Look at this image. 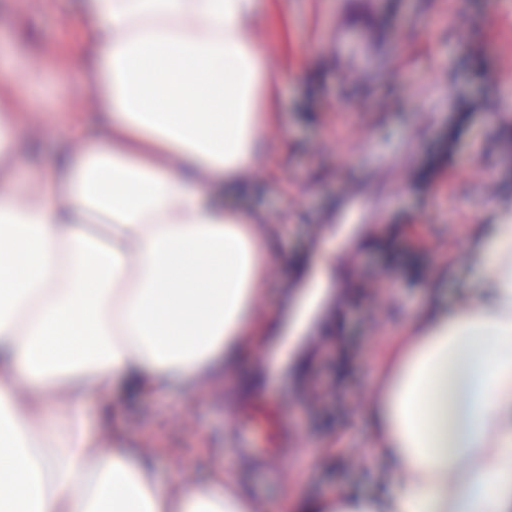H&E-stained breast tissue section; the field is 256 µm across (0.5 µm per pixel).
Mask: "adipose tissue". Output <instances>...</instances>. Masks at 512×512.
Wrapping results in <instances>:
<instances>
[{
	"mask_svg": "<svg viewBox=\"0 0 512 512\" xmlns=\"http://www.w3.org/2000/svg\"><path fill=\"white\" fill-rule=\"evenodd\" d=\"M265 0H79L81 76L53 83L63 147L36 160L48 73L0 77V512H253L240 478L163 480L112 428L118 385L156 393L234 371L274 252L221 197L265 145L278 79L251 31ZM94 107V138L86 112ZM465 244L484 278L439 298L373 369L386 471L365 494L296 490L273 512H512V202ZM64 393L66 406L55 395ZM99 403L97 415L87 410Z\"/></svg>",
	"mask_w": 512,
	"mask_h": 512,
	"instance_id": "obj_1",
	"label": "adipose tissue"
}]
</instances>
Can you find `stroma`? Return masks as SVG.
I'll return each instance as SVG.
<instances>
[{"label":"stroma","instance_id":"stroma-1","mask_svg":"<svg viewBox=\"0 0 512 512\" xmlns=\"http://www.w3.org/2000/svg\"><path fill=\"white\" fill-rule=\"evenodd\" d=\"M66 11L65 0H0V42L17 40L22 17L40 39L30 62L42 65L76 46ZM340 26L379 31L391 63L373 78L352 74L332 47ZM253 36L281 89L265 153L224 204L258 214L282 256L257 311L284 307L289 321L301 319L304 298L292 287L319 271L345 281L348 313L323 314L319 346L289 365L283 400L297 446L282 475L241 464L224 429L225 396L267 392L250 342L239 379L149 396L114 389L112 426L154 458L160 477L195 478L218 460L237 471L255 512H270L293 489L372 490L382 470L363 453L372 365L429 290L452 308L481 279L461 239L492 201L512 196V0H268ZM349 188L380 223L353 268L314 251ZM375 267L388 276L372 275Z\"/></svg>","mask_w":512,"mask_h":512}]
</instances>
